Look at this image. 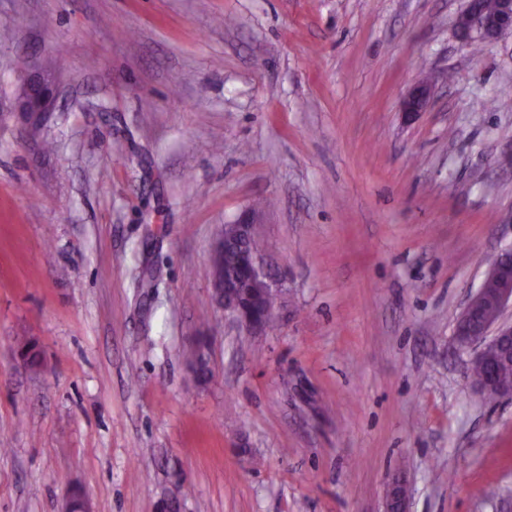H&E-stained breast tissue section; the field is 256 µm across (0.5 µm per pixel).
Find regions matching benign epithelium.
<instances>
[{"label":"benign epithelium","instance_id":"7a95c632","mask_svg":"<svg viewBox=\"0 0 512 512\" xmlns=\"http://www.w3.org/2000/svg\"><path fill=\"white\" fill-rule=\"evenodd\" d=\"M457 36L466 44L481 41L493 43L512 31V0H497L494 11L489 13L477 2L467 0L465 9L455 21ZM21 93L15 102V111L22 122L33 132L37 131L46 117L54 112L58 100L59 84L54 75L27 67L18 71ZM434 97L433 84L428 79L416 81L402 100L403 112L412 116L424 111ZM249 287L260 293L280 292L278 278L264 266L262 253L249 258ZM512 306V261L502 253L489 268L480 288L473 294L456 321L454 336L459 346L468 348L480 345L473 361L491 356L503 360L512 357V323H500L507 306ZM224 312L249 333L265 331L274 318L275 311L264 315L239 301L233 293L224 294ZM493 336H488L490 329ZM477 389L492 394L496 399H512V383L483 379L476 382ZM401 503L407 512V494L404 482L393 483L388 494V506Z\"/></svg>","mask_w":512,"mask_h":512}]
</instances>
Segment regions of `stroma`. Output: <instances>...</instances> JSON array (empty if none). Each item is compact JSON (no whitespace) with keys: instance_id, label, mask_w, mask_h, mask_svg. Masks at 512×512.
<instances>
[{"instance_id":"obj_1","label":"stroma","mask_w":512,"mask_h":512,"mask_svg":"<svg viewBox=\"0 0 512 512\" xmlns=\"http://www.w3.org/2000/svg\"><path fill=\"white\" fill-rule=\"evenodd\" d=\"M465 4L0 0V103L63 62L37 133L0 117V512H512L454 336L512 248V35L473 53ZM247 210L261 334L212 298ZM434 97L433 84L429 79H420L408 89L402 100L403 112L409 116L423 112ZM249 288L260 293H280L278 278L270 269L264 266L261 252H256L249 258Z\"/></svg>"}]
</instances>
